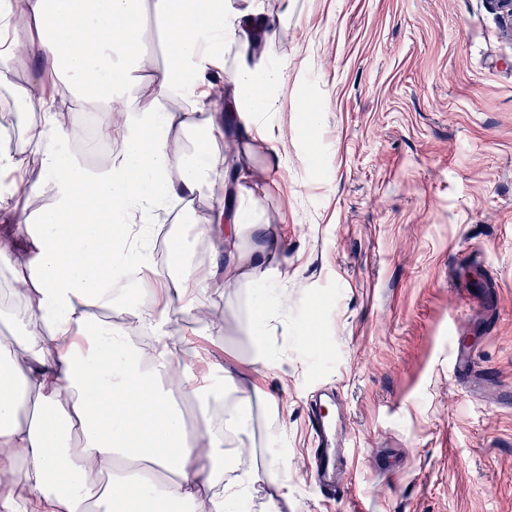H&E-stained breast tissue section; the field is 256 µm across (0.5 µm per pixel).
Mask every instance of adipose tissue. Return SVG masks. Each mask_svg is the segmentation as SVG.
Returning a JSON list of instances; mask_svg holds the SVG:
<instances>
[{"mask_svg": "<svg viewBox=\"0 0 512 512\" xmlns=\"http://www.w3.org/2000/svg\"><path fill=\"white\" fill-rule=\"evenodd\" d=\"M152 16L165 23L168 58L155 69L145 52ZM20 17L33 27L26 38L10 37ZM275 35L271 14L233 0H0V85L44 115L23 140L0 143V172L14 173L11 195L24 197L34 186L18 171L26 154H39L42 185L55 196L53 213L30 234L28 271L11 288L17 298L37 293V303L0 344V471L41 512H248L260 475L236 463L251 451L247 377L217 365L198 376L197 349L171 336L167 317L187 308L195 291L251 284L245 329L255 338L254 363H270L264 338L279 320V241L257 219L249 172L225 170L216 144L223 124L207 101L233 54L224 124L239 138L260 137L252 115L277 100L282 75L258 68L254 49ZM22 61L29 77L17 84ZM64 91L98 114L102 138L122 141L121 158L108 168L91 172L56 151L68 132L51 105ZM187 133L193 150L170 151L171 138ZM217 185L224 195L210 222L228 249L223 281L200 280L186 260L161 272L146 225ZM245 238L254 247L240 248ZM142 275L161 284L147 303L130 288ZM94 304L123 308L150 341L137 345L123 329L92 328ZM177 394L205 411L221 407L219 422L191 435L173 404Z\"/></svg>", "mask_w": 512, "mask_h": 512, "instance_id": "obj_1", "label": "adipose tissue"}]
</instances>
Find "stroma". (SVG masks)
<instances>
[{"label":"stroma","instance_id":"1","mask_svg":"<svg viewBox=\"0 0 512 512\" xmlns=\"http://www.w3.org/2000/svg\"><path fill=\"white\" fill-rule=\"evenodd\" d=\"M285 17L259 61L278 67V104L259 115L278 140L242 143L261 223L282 242L278 287L288 310L254 370L247 286L205 290L169 316L183 336L194 309L221 310L195 345L251 374L257 466L251 512L286 487L281 512H512V34L492 0H277ZM310 102L313 125L297 111ZM216 192L170 210L204 219ZM19 248L0 269V336L30 307L9 288L27 268ZM476 281L497 304L482 308ZM309 339H299L300 329ZM459 333L483 389L457 381ZM322 400L349 470L336 492L310 480L311 406ZM280 465L270 468V453Z\"/></svg>","mask_w":512,"mask_h":512}]
</instances>
